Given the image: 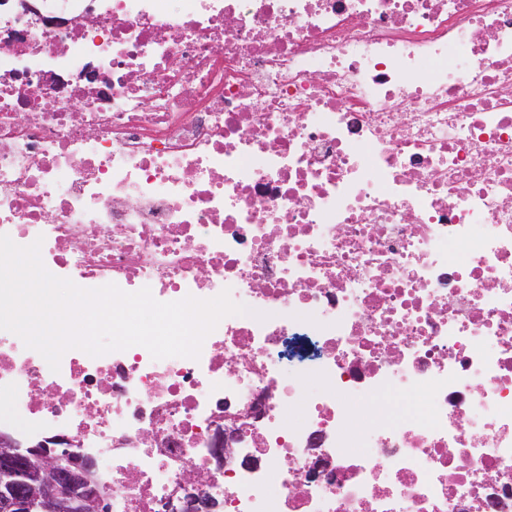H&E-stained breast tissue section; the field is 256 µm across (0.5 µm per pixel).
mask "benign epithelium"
<instances>
[{"mask_svg": "<svg viewBox=\"0 0 512 512\" xmlns=\"http://www.w3.org/2000/svg\"><path fill=\"white\" fill-rule=\"evenodd\" d=\"M59 443L25 446L15 435L0 433V475L19 477L0 487V512H24L32 500L41 512H108L93 461Z\"/></svg>", "mask_w": 512, "mask_h": 512, "instance_id": "1", "label": "benign epithelium"}]
</instances>
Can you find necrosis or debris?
I'll use <instances>...</instances> for the list:
<instances>
[{
    "mask_svg": "<svg viewBox=\"0 0 512 512\" xmlns=\"http://www.w3.org/2000/svg\"><path fill=\"white\" fill-rule=\"evenodd\" d=\"M19 2L0 234L252 313L56 372L0 330V432L90 456L109 512H512V0ZM387 393L420 411L359 422ZM288 352L292 356V359L290 361H288V359L282 361V369L286 375L294 374V370L298 367L313 363L312 346L304 336H297L293 340H289V343L287 342L286 345L287 358Z\"/></svg>",
    "mask_w": 512,
    "mask_h": 512,
    "instance_id": "necrosis-or-debris-1",
    "label": "necrosis or debris"
}]
</instances>
